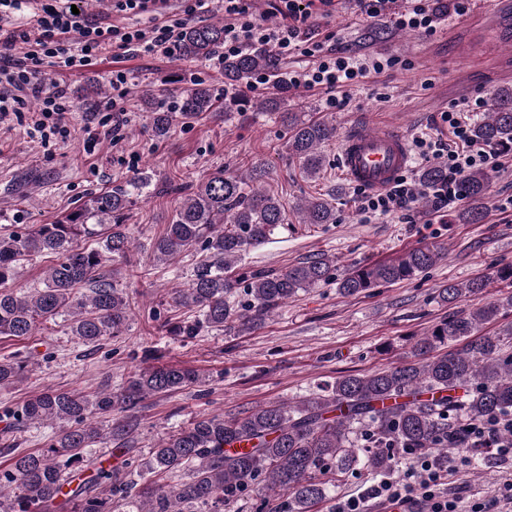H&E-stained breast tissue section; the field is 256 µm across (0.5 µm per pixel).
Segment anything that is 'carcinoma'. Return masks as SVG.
<instances>
[{
  "instance_id": "cac0c4a2",
  "label": "carcinoma",
  "mask_w": 512,
  "mask_h": 512,
  "mask_svg": "<svg viewBox=\"0 0 512 512\" xmlns=\"http://www.w3.org/2000/svg\"><path fill=\"white\" fill-rule=\"evenodd\" d=\"M224 42V26L188 22L182 57L203 59ZM258 72L280 80L277 57L265 50L246 51L224 62V82L238 90L224 110L247 101L250 77ZM155 93L141 100L152 113L154 135L165 138L173 113L154 106ZM216 105L212 91L196 86L180 100L181 118L192 120ZM288 126V154L306 175L323 169L322 144L336 136L323 120L281 113ZM476 139L493 145L512 143V91L496 92L472 127ZM270 171L253 165L238 176L217 169L192 184L174 177L153 183L133 177L88 196L50 224L14 225L0 233V336L27 338L43 324L63 317L69 335L85 346L122 336L128 330L130 301L106 271L118 259L131 262L133 241L129 212L141 197L172 195L175 214L165 233L152 243L158 262L167 263L196 252L201 260L192 278L171 292L177 307L196 316L161 330L193 338L209 330L248 331L299 291L328 281L333 260L322 254L273 272H235L248 250L264 243L285 223V203L263 190ZM448 171L430 166L422 180L435 186ZM493 179L490 170L467 174L461 187L472 205L459 215L465 224L485 216L478 205ZM303 224H334L336 208L322 198L296 208ZM92 239L95 246L78 242ZM51 257L44 287L18 284L30 261ZM436 246L413 248L392 261L352 267L336 280L345 297L409 280L444 260ZM512 287V265L484 279L448 283L437 298L452 306L466 296L485 293L490 282ZM250 296L237 306L238 290ZM512 307V292L469 311L458 312L419 337L411 359L387 369L336 379L330 387L295 403L255 407L240 416H203L167 434L142 462L130 445L141 403L201 385L208 376L180 365L150 366L132 373L119 388L92 394L45 386L24 402L0 408L6 431L21 433L32 426L57 425L42 449L17 454L0 464V512H224L250 486L263 484L267 512H318L336 483L367 468H393L390 449L428 448L442 459L456 451L448 432L464 422L512 410V351L499 336H480L481 325ZM32 357L17 352L0 358V388L28 380ZM121 420L105 431L98 418ZM114 444L116 463L88 451L96 444ZM180 475L166 490L148 475Z\"/></svg>"
}]
</instances>
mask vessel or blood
Wrapping results in <instances>:
<instances>
[{
  "mask_svg": "<svg viewBox=\"0 0 512 512\" xmlns=\"http://www.w3.org/2000/svg\"><path fill=\"white\" fill-rule=\"evenodd\" d=\"M455 49L462 57H487L492 46L476 29L458 39ZM339 158L345 180L381 192L408 168L411 152L407 138L395 130L357 126L343 136Z\"/></svg>",
  "mask_w": 512,
  "mask_h": 512,
  "instance_id": "b4317fda",
  "label": "vessel or blood"
}]
</instances>
